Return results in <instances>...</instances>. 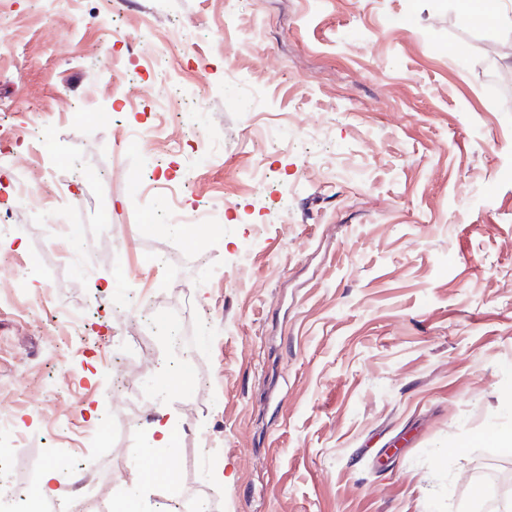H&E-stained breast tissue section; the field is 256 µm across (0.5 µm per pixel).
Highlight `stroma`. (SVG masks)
Wrapping results in <instances>:
<instances>
[{
    "label": "stroma",
    "mask_w": 512,
    "mask_h": 512,
    "mask_svg": "<svg viewBox=\"0 0 512 512\" xmlns=\"http://www.w3.org/2000/svg\"><path fill=\"white\" fill-rule=\"evenodd\" d=\"M497 73L512 23L456 0H0V186L34 192L0 189V410L20 434L0 485L96 460L126 473L94 482L115 512L154 423L189 419L194 464H166L217 512H465L476 474L512 472L478 439L512 425ZM65 205L85 238L63 237ZM173 208L222 209V234ZM134 309L154 318L141 350ZM131 365L138 394L113 393ZM186 369L189 391L160 388ZM98 414L109 440L87 435Z\"/></svg>",
    "instance_id": "obj_1"
}]
</instances>
